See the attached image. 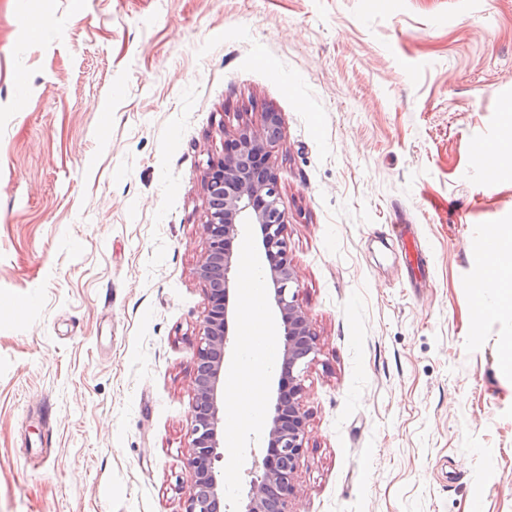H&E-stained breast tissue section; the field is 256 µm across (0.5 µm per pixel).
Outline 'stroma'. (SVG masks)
I'll return each instance as SVG.
<instances>
[{
    "label": "stroma",
    "mask_w": 512,
    "mask_h": 512,
    "mask_svg": "<svg viewBox=\"0 0 512 512\" xmlns=\"http://www.w3.org/2000/svg\"><path fill=\"white\" fill-rule=\"evenodd\" d=\"M267 112L318 338L290 512H512V313L472 292L512 0H0V512H186L204 176ZM263 452L225 438L228 512ZM393 232L398 242H400L404 248L411 250L415 257L419 277L415 275L414 279L411 281V285L414 288H419L423 283H426L428 277V260L426 253L418 243L416 225L393 224Z\"/></svg>",
    "instance_id": "obj_1"
}]
</instances>
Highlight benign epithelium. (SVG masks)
<instances>
[{
  "label": "benign epithelium",
  "mask_w": 512,
  "mask_h": 512,
  "mask_svg": "<svg viewBox=\"0 0 512 512\" xmlns=\"http://www.w3.org/2000/svg\"><path fill=\"white\" fill-rule=\"evenodd\" d=\"M282 137V120L267 112L260 125L241 127L224 148V159L205 175L208 247L198 276L208 286L210 309L196 353L193 377L192 453L187 512H224V361L235 304L233 243L243 224L257 230L269 260L265 281L280 314V372L272 411L264 423L265 455L255 462L258 475L240 512H289L293 479L303 453L306 417L301 411V376L317 353L311 322L298 303V277L288 255L285 213L280 208L271 148Z\"/></svg>",
  "instance_id": "benign-epithelium-1"
}]
</instances>
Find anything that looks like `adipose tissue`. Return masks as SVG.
I'll use <instances>...</instances> for the list:
<instances>
[{
	"label": "adipose tissue",
	"instance_id": "ef3b65f1",
	"mask_svg": "<svg viewBox=\"0 0 512 512\" xmlns=\"http://www.w3.org/2000/svg\"><path fill=\"white\" fill-rule=\"evenodd\" d=\"M495 250L484 258L485 279L475 287L477 304L486 305L489 289H496L500 308L512 303V230L497 233ZM242 356L239 365L229 373L231 405L225 412L230 431L259 427L263 383L274 366L271 350L272 331L264 317L263 291L244 292L242 298Z\"/></svg>",
	"mask_w": 512,
	"mask_h": 512
}]
</instances>
